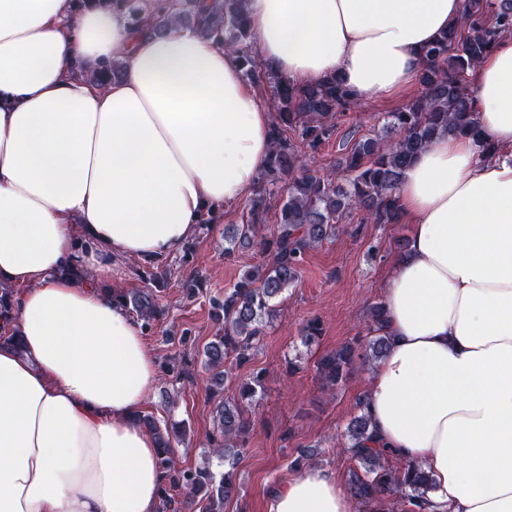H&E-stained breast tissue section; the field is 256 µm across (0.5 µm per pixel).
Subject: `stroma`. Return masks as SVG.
Instances as JSON below:
<instances>
[{"label":"stroma","mask_w":512,"mask_h":512,"mask_svg":"<svg viewBox=\"0 0 512 512\" xmlns=\"http://www.w3.org/2000/svg\"><path fill=\"white\" fill-rule=\"evenodd\" d=\"M420 84H412L395 98L363 102L358 111L342 117L329 140L307 157L308 167L329 173L342 156L340 144L348 131L357 137L375 135L387 113L398 111L417 97ZM248 202L228 206L193 239L190 258L169 257V286L161 298L162 319L146 342L157 363V376L147 390L144 412L163 419L186 421V439L175 447L177 467L195 468L205 464L220 469L218 459H206L204 452L213 431L217 398L208 393L209 374L198 355L214 336L209 299L223 295L236 282L243 267L263 263L262 254L239 252L232 261L224 258V228L245 221ZM346 232L335 240L310 250L298 281L284 294L278 316L265 330V337L251 361L233 369L224 380V395L237 396L240 383L250 373L263 372L265 388L247 409L251 421L248 447L237 464L240 493L224 504V512H264L266 492L291 474L290 462L301 449H318L317 466L333 471L340 483H347L358 463L341 452L343 433L357 397L369 388L366 372L356 371L328 392L316 373V364L326 352L354 337L365 335L369 308L383 299V283L397 255L394 242L407 238L408 221L370 224L359 212L342 218ZM200 275L203 288L196 299H186L183 280ZM320 319L323 334L318 343L306 346L299 330L309 319ZM189 334L195 349L184 348L179 338ZM188 371L173 405H164L161 394L173 382L171 368Z\"/></svg>","instance_id":"35a3bbf8"}]
</instances>
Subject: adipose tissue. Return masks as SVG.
<instances>
[{
    "label": "adipose tissue",
    "mask_w": 512,
    "mask_h": 512,
    "mask_svg": "<svg viewBox=\"0 0 512 512\" xmlns=\"http://www.w3.org/2000/svg\"><path fill=\"white\" fill-rule=\"evenodd\" d=\"M262 66L402 93L462 0H247ZM121 62L101 89L88 73ZM481 141L436 137L398 186L410 222L369 373L378 442L431 477L426 512H512V36L477 68ZM273 115L234 53L120 8L0 0V512H156L165 475L138 422L156 362L109 293L126 259L178 252L256 186ZM498 152L488 157L482 142ZM67 267L89 272L79 281ZM266 512H352L333 472L272 486Z\"/></svg>",
    "instance_id": "ef3b65f1"
}]
</instances>
